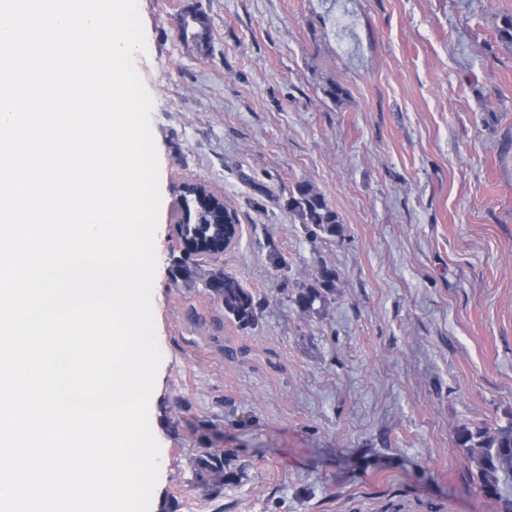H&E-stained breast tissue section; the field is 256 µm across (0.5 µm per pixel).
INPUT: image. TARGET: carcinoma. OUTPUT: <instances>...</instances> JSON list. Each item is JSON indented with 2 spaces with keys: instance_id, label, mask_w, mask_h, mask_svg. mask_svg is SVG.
<instances>
[{
  "instance_id": "1",
  "label": "carcinoma",
  "mask_w": 512,
  "mask_h": 512,
  "mask_svg": "<svg viewBox=\"0 0 512 512\" xmlns=\"http://www.w3.org/2000/svg\"><path fill=\"white\" fill-rule=\"evenodd\" d=\"M181 30L183 35L190 36L193 41L199 44L204 42L208 30L206 15L195 10L183 16ZM322 92L337 105L348 95L347 89L334 81L327 82L322 87ZM286 206L302 223L314 226L316 232L329 236L341 232L340 216L326 198L306 182L296 184L295 189L290 191ZM199 268L201 265L197 262L190 265L187 261L180 260L175 265L174 278H179L186 284L202 278L205 288L211 292L214 299L223 304L224 312L233 317L240 327L254 325L256 303L253 293L222 269L211 270L202 276L198 273ZM333 279L332 270L322 269L317 285L299 292L296 298L297 305L303 310H308L313 308L317 301L325 302L324 291L332 287ZM456 444L462 448L465 458L475 469L483 495L501 501L503 512H512V499L504 495L505 486L512 482V424L493 429L478 427L474 430L462 426L457 430ZM191 464L201 486H222L224 479L230 477V474L224 471V452L221 450L204 451L195 456Z\"/></svg>"
}]
</instances>
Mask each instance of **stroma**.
Wrapping results in <instances>:
<instances>
[{
    "mask_svg": "<svg viewBox=\"0 0 512 512\" xmlns=\"http://www.w3.org/2000/svg\"><path fill=\"white\" fill-rule=\"evenodd\" d=\"M138 8L162 196L152 512H501L456 430L512 421V0ZM197 9L202 44L179 33ZM193 181L238 214L212 265L253 292V327L172 275ZM303 181L340 234L286 209ZM325 267L332 294L301 311ZM208 448L233 474L212 490L190 466Z\"/></svg>",
    "mask_w": 512,
    "mask_h": 512,
    "instance_id": "stroma-1",
    "label": "stroma"
}]
</instances>
